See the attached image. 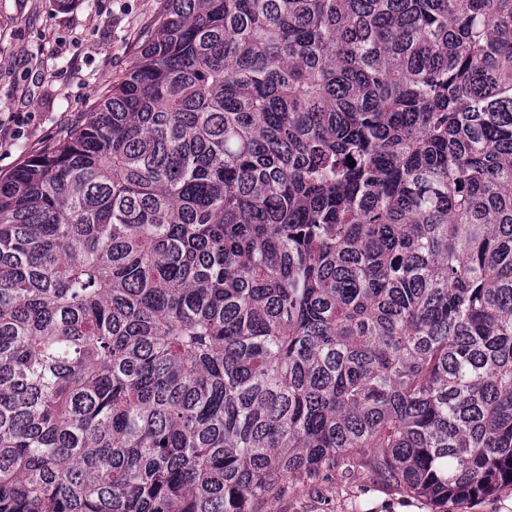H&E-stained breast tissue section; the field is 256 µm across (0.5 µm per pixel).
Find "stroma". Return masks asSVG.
Segmentation results:
<instances>
[{
    "mask_svg": "<svg viewBox=\"0 0 512 512\" xmlns=\"http://www.w3.org/2000/svg\"><path fill=\"white\" fill-rule=\"evenodd\" d=\"M162 0H0V179L54 141L132 66ZM263 512H431L365 470L289 480Z\"/></svg>",
    "mask_w": 512,
    "mask_h": 512,
    "instance_id": "35a3bbf8",
    "label": "stroma"
}]
</instances>
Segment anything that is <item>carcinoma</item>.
<instances>
[{"instance_id":"obj_1","label":"carcinoma","mask_w":512,"mask_h":512,"mask_svg":"<svg viewBox=\"0 0 512 512\" xmlns=\"http://www.w3.org/2000/svg\"><path fill=\"white\" fill-rule=\"evenodd\" d=\"M348 467L512 484V0H164L0 180V512Z\"/></svg>"}]
</instances>
